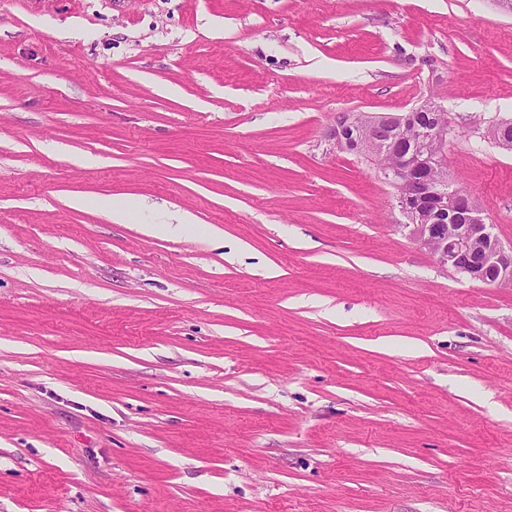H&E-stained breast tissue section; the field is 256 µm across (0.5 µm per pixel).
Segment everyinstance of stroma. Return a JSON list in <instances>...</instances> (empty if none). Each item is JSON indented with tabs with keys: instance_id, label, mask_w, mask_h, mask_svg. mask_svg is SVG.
I'll return each mask as SVG.
<instances>
[{
	"instance_id": "35a3bbf8",
	"label": "stroma",
	"mask_w": 512,
	"mask_h": 512,
	"mask_svg": "<svg viewBox=\"0 0 512 512\" xmlns=\"http://www.w3.org/2000/svg\"><path fill=\"white\" fill-rule=\"evenodd\" d=\"M430 98L512 245L493 0H0V512H512V288L327 138Z\"/></svg>"
}]
</instances>
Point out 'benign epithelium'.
Returning a JSON list of instances; mask_svg holds the SVG:
<instances>
[{
	"instance_id": "7a95c632",
	"label": "benign epithelium",
	"mask_w": 512,
	"mask_h": 512,
	"mask_svg": "<svg viewBox=\"0 0 512 512\" xmlns=\"http://www.w3.org/2000/svg\"><path fill=\"white\" fill-rule=\"evenodd\" d=\"M407 125V114L359 113L338 118L331 136L336 150L376 163L382 179L395 190V201L417 231L419 244L438 262L469 279L488 277L512 287V246L506 248L484 222L470 195L450 188L446 172L447 137L433 127L417 131L422 153L396 149L393 134ZM465 220L448 231V216Z\"/></svg>"
}]
</instances>
